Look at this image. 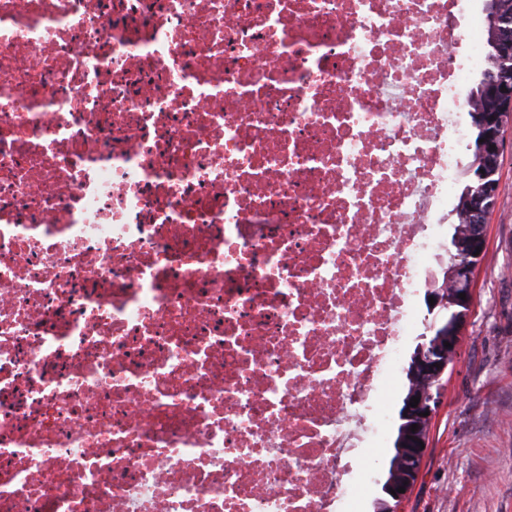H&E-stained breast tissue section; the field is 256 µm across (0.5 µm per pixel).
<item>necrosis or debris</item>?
<instances>
[{
  "label": "necrosis or debris",
  "instance_id": "1",
  "mask_svg": "<svg viewBox=\"0 0 512 512\" xmlns=\"http://www.w3.org/2000/svg\"><path fill=\"white\" fill-rule=\"evenodd\" d=\"M463 2L0 0V512H362Z\"/></svg>",
  "mask_w": 512,
  "mask_h": 512
}]
</instances>
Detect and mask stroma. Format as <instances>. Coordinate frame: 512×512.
<instances>
[{"label":"stroma","instance_id":"35a3bbf8","mask_svg":"<svg viewBox=\"0 0 512 512\" xmlns=\"http://www.w3.org/2000/svg\"><path fill=\"white\" fill-rule=\"evenodd\" d=\"M457 358L397 512H512V122Z\"/></svg>","mask_w":512,"mask_h":512}]
</instances>
